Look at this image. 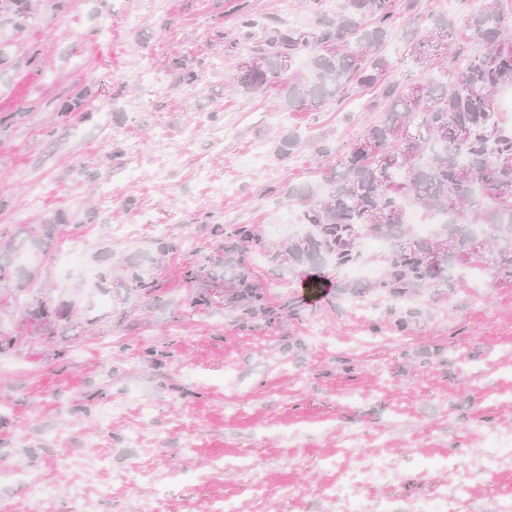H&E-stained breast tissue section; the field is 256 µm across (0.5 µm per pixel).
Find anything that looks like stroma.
I'll return each mask as SVG.
<instances>
[{"label": "stroma", "instance_id": "35a3bbf8", "mask_svg": "<svg viewBox=\"0 0 512 512\" xmlns=\"http://www.w3.org/2000/svg\"><path fill=\"white\" fill-rule=\"evenodd\" d=\"M339 3L25 0L23 16L0 14V249L29 274L20 289L0 283V334L18 339L0 353V464L11 466L0 512H205L220 500L231 512H341L337 468L373 458L395 472L360 488L374 512L433 486L448 512H498L512 496V456L479 475L476 498L453 495L484 436L512 441V288L466 273L402 305L371 282L252 251L243 260L267 311L244 325L235 289L214 275L216 225L286 246L275 226L302 211L289 188L320 184L378 118L370 87L300 112L277 109L278 83L232 88L256 46L243 19L307 32ZM491 3L395 0L393 78L418 77L410 34L438 15L461 54L439 53L434 68L461 67L475 49L464 21ZM143 67L162 82L137 79ZM292 134L302 145L282 155ZM47 231V250L22 246ZM73 244L93 277L61 264ZM135 264L151 296L117 288ZM42 301L60 309L52 326L30 316ZM405 305L420 315L400 332ZM107 481L111 498L97 497Z\"/></svg>", "mask_w": 512, "mask_h": 512}]
</instances>
